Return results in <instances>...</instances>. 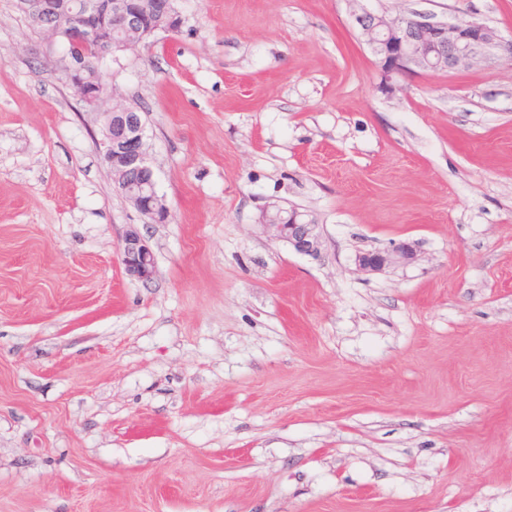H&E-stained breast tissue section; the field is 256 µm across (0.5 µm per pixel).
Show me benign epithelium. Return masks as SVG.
Here are the masks:
<instances>
[{
    "label": "benign epithelium",
    "instance_id": "benign-epithelium-1",
    "mask_svg": "<svg viewBox=\"0 0 512 512\" xmlns=\"http://www.w3.org/2000/svg\"><path fill=\"white\" fill-rule=\"evenodd\" d=\"M351 2L357 4L355 22L379 60L381 83L388 89L393 88L396 76L451 73L484 57L498 43L496 31L484 23L432 21L415 13L393 15L387 9H371L363 0ZM17 6L50 42L72 37L80 54L61 56L58 69L75 96L96 110L104 99L105 87L96 78L87 55L108 59L161 32H174L181 24L174 0H81L76 7L71 0H17ZM102 116L101 156L120 194L153 223L166 222L168 208L156 191L141 113L114 103ZM263 228L300 254L313 259L321 256L319 225L302 220L295 211L288 214L286 223L265 213ZM119 249L130 278L142 282L153 278L154 255L136 227L131 225L124 232ZM414 259L412 246L401 243L390 249L360 253L356 263L365 272H381Z\"/></svg>",
    "mask_w": 512,
    "mask_h": 512
}]
</instances>
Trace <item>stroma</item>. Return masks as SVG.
<instances>
[{
    "instance_id": "obj_1",
    "label": "stroma",
    "mask_w": 512,
    "mask_h": 512,
    "mask_svg": "<svg viewBox=\"0 0 512 512\" xmlns=\"http://www.w3.org/2000/svg\"><path fill=\"white\" fill-rule=\"evenodd\" d=\"M381 5L501 45L386 90L349 0H175L178 31L116 52L154 224L0 0V512H512V0ZM297 212L288 214V219L273 220L268 211L263 215L264 230L272 237L285 241L296 252L318 259L322 253V235L319 224L300 218ZM288 220V223H283ZM120 254L125 273L132 279L147 282L155 273L152 249L139 230L131 226L120 240ZM415 256L409 243H401L390 249L359 253L356 263L365 272H381L386 268L409 264Z\"/></svg>"
}]
</instances>
